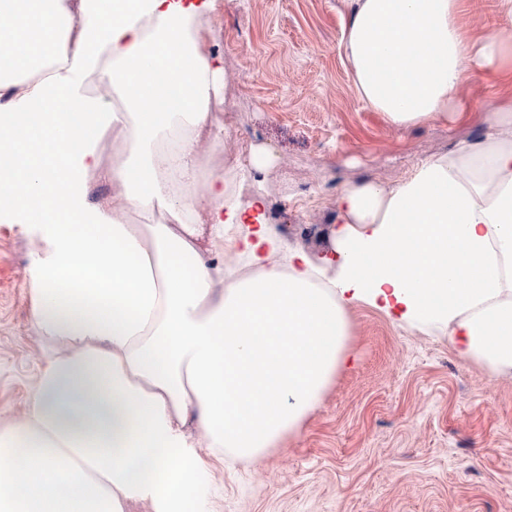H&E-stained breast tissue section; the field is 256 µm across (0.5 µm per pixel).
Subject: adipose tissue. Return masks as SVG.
<instances>
[{
    "label": "adipose tissue",
    "instance_id": "adipose-tissue-1",
    "mask_svg": "<svg viewBox=\"0 0 512 512\" xmlns=\"http://www.w3.org/2000/svg\"><path fill=\"white\" fill-rule=\"evenodd\" d=\"M347 4L350 77L395 129L457 110L468 74L512 70V0L479 39L459 0ZM216 5L0 0V222L40 225L32 319L67 348L0 427V512H206L186 425L217 454L275 447L345 366L355 303L452 328L461 354L512 375V98L480 143L390 188L346 187L328 254L292 251L281 267L261 195L220 173L193 191L199 139L223 146L211 105L224 57L203 50ZM91 80L122 111L90 96ZM96 181L112 185L98 204ZM227 250L253 275L212 261Z\"/></svg>",
    "mask_w": 512,
    "mask_h": 512
}]
</instances>
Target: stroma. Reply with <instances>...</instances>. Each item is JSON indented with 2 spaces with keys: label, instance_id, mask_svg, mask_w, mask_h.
<instances>
[{
  "label": "stroma",
  "instance_id": "1",
  "mask_svg": "<svg viewBox=\"0 0 512 512\" xmlns=\"http://www.w3.org/2000/svg\"><path fill=\"white\" fill-rule=\"evenodd\" d=\"M210 20L224 57L233 130L271 162L243 196L262 193L285 249L318 260L348 185H392L420 161L478 142L512 80L468 78L463 109L405 130L360 101L340 48L344 0H222ZM35 224L0 223V426L22 416L40 369L65 345L31 318ZM350 364L298 430L258 458L204 454L209 512H512V376L460 356L444 329L346 310Z\"/></svg>",
  "mask_w": 512,
  "mask_h": 512
}]
</instances>
